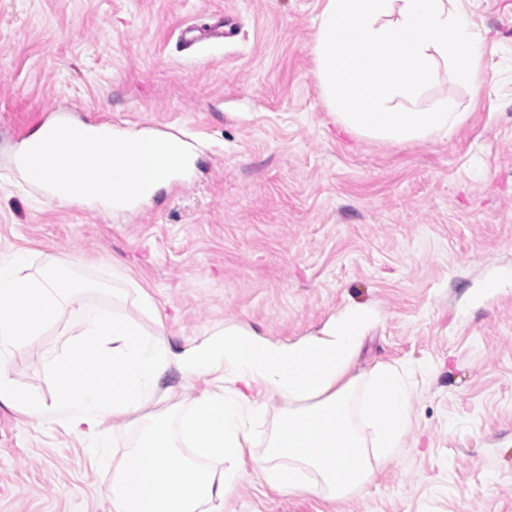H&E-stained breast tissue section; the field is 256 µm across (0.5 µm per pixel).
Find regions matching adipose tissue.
I'll return each mask as SVG.
<instances>
[{"instance_id":"adipose-tissue-1","label":"adipose tissue","mask_w":512,"mask_h":512,"mask_svg":"<svg viewBox=\"0 0 512 512\" xmlns=\"http://www.w3.org/2000/svg\"><path fill=\"white\" fill-rule=\"evenodd\" d=\"M313 53L327 109L356 138L410 144L447 136L462 113L444 99L422 103L441 64L451 63L472 92L487 83L463 0H324ZM88 289L71 264L34 271L24 253L0 259V356L32 342L62 311L78 323L64 353L46 362L54 396L21 389L0 367V403L63 418L93 438L105 421L129 426L136 440L112 468V512H222L247 461L278 491L344 500L370 483L369 452L390 460L405 446L411 390L402 374L380 367L362 389L351 374L369 308L350 307L320 334L291 343L226 325L176 352L162 329L100 312ZM174 367L210 382L176 419L153 410L159 381ZM271 393L288 409L267 451L245 458L246 424L262 417ZM176 434L194 451L177 467ZM200 456L223 463L222 474L197 464Z\"/></svg>"}]
</instances>
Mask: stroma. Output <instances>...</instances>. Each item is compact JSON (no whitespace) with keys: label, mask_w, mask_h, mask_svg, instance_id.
Returning a JSON list of instances; mask_svg holds the SVG:
<instances>
[{"label":"stroma","mask_w":512,"mask_h":512,"mask_svg":"<svg viewBox=\"0 0 512 512\" xmlns=\"http://www.w3.org/2000/svg\"><path fill=\"white\" fill-rule=\"evenodd\" d=\"M489 81L441 68L424 104L453 102L448 136L357 139L324 105L312 54L322 0H0V259L75 260L90 302L173 351L216 324L276 342L372 309L356 370L411 373L404 453L331 504L242 474L224 512H512V0H469ZM231 36L183 46L189 29ZM117 130L170 128L196 154L180 186L125 212L48 203L13 165L50 111ZM131 280L113 302L105 288ZM158 316L144 317L138 291ZM75 320L0 359L51 397L47 357ZM109 447L0 404V512H112Z\"/></svg>","instance_id":"obj_1"}]
</instances>
